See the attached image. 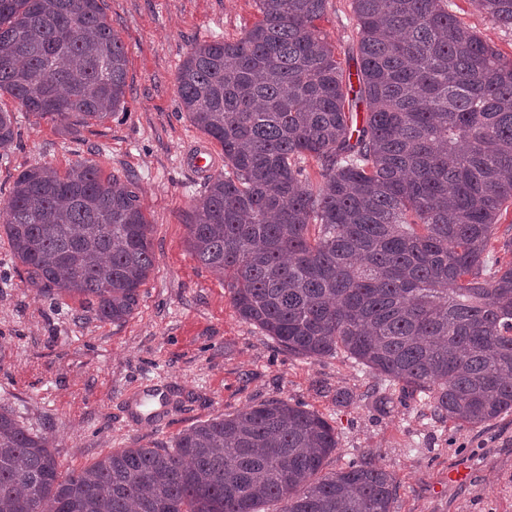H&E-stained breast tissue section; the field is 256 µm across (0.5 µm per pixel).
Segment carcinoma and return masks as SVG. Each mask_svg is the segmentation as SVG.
I'll use <instances>...</instances> for the list:
<instances>
[{"label": "carcinoma", "instance_id": "1", "mask_svg": "<svg viewBox=\"0 0 512 512\" xmlns=\"http://www.w3.org/2000/svg\"><path fill=\"white\" fill-rule=\"evenodd\" d=\"M328 0H256L235 40L191 47L182 112L220 145L186 216L189 250L239 317L289 355L344 354L480 425L512 410V59L449 0H352L356 70L320 27ZM512 30V0H474ZM128 57L104 0H0V95L77 135L125 110ZM18 137L0 110V146ZM319 167L312 183L307 162ZM28 281L101 321L138 308L154 267L134 177L36 163L0 198ZM336 429L271 400L201 422L169 448H122L63 475L49 437L0 405V512H392L370 459L325 475Z\"/></svg>", "mask_w": 512, "mask_h": 512}]
</instances>
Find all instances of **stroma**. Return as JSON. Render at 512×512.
Masks as SVG:
<instances>
[{"label": "stroma", "mask_w": 512, "mask_h": 512, "mask_svg": "<svg viewBox=\"0 0 512 512\" xmlns=\"http://www.w3.org/2000/svg\"><path fill=\"white\" fill-rule=\"evenodd\" d=\"M105 8L128 53L126 111L77 142L0 98L20 131L0 147V197L30 165L93 156L104 174L138 179L154 267L134 314L103 322L75 299L43 297L0 231V404L49 436L63 468L77 471L117 448L171 447L193 425L249 405L299 402L336 428L325 472L371 459L396 480L392 512H512V411L458 426L344 356H290L238 316L223 278L192 256L184 219L206 178L183 154L205 136L180 111L176 75L194 43L252 27L255 0H105ZM451 9L512 58V31L474 0H451ZM322 29L343 66H354L351 0H328ZM459 468L466 478L449 480Z\"/></svg>", "instance_id": "1"}]
</instances>
